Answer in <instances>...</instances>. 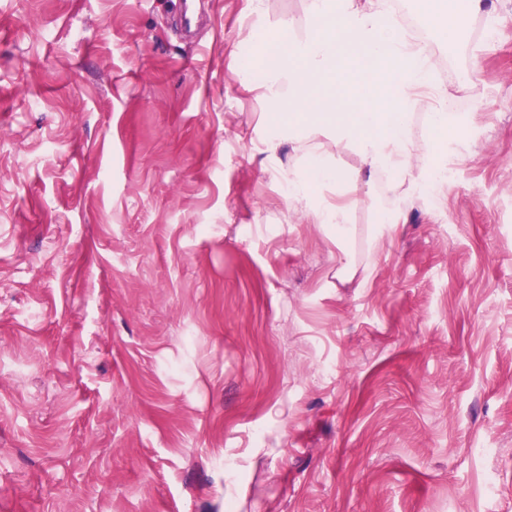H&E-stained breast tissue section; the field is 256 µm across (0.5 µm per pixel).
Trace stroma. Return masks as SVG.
Returning a JSON list of instances; mask_svg holds the SVG:
<instances>
[{"instance_id": "35a3bbf8", "label": "stroma", "mask_w": 512, "mask_h": 512, "mask_svg": "<svg viewBox=\"0 0 512 512\" xmlns=\"http://www.w3.org/2000/svg\"><path fill=\"white\" fill-rule=\"evenodd\" d=\"M456 178L353 278L238 74L307 0H0V512H512V0Z\"/></svg>"}]
</instances>
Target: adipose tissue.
<instances>
[{
	"instance_id": "obj_1",
	"label": "adipose tissue",
	"mask_w": 512,
	"mask_h": 512,
	"mask_svg": "<svg viewBox=\"0 0 512 512\" xmlns=\"http://www.w3.org/2000/svg\"><path fill=\"white\" fill-rule=\"evenodd\" d=\"M487 7V0H462L447 10L440 0H427L421 15L452 38ZM308 29L295 40L290 24H282L281 51L259 52L239 73L267 89L268 111L287 106L296 113V120L280 126L300 151L298 163L284 175L288 203L335 240L339 273L345 276L352 271L350 216L360 202L356 190L363 179L380 172L387 177V201L371 236L375 247L397 228L413 197L439 192L441 182L433 166L421 163L409 122L413 109L431 99L443 101L448 90L434 78L428 45L409 33L389 0L362 5L357 0H309ZM318 131L323 141H312ZM341 147L354 149L358 167L337 166ZM325 185L335 186V201L321 194Z\"/></svg>"
}]
</instances>
